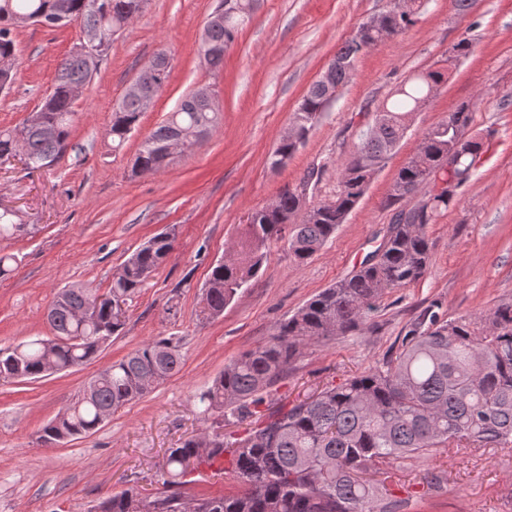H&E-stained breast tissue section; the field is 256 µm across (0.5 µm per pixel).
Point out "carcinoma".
<instances>
[{"mask_svg":"<svg viewBox=\"0 0 512 512\" xmlns=\"http://www.w3.org/2000/svg\"><path fill=\"white\" fill-rule=\"evenodd\" d=\"M146 0H0V91L16 76L15 31L20 17L42 20L61 12L82 29L102 30L106 43L96 58L73 50L59 62L52 90L21 125L0 130V158L19 145L28 165L37 168L62 157L74 123L73 90L89 85L108 55L112 36L142 11ZM219 0L208 17L209 44L200 55L214 70L224 66V49L244 24L224 12ZM389 0L388 36L414 23L415 9L397 12ZM375 41L359 25L328 64V78L315 81L294 113L291 129L270 154L269 165L289 159L317 125L327 101L346 83L353 63ZM170 67L145 64L137 81L158 94ZM443 80L439 71L409 80L399 99L375 113L341 164L333 198L314 201L285 189L269 204L253 210L228 260L216 263L202 286L198 317L224 313L238 291L256 278L269 245L284 241L294 261L304 265L346 222L365 194L370 179L394 153L409 120ZM143 106L124 93L112 111L108 134L122 145L137 126ZM472 104L463 102L422 132L416 151L399 169L389 203L418 193L424 199L396 211L380 244L348 276L309 299L281 322L268 342L239 354L197 396L204 420L217 427L248 423L241 433L203 430L167 451L163 490L148 503L128 489L91 506L88 512H178L181 488L190 474V457L213 466L222 458L224 474L239 489L191 499L194 512H393L383 476L396 462L431 458L439 448L512 449V301L468 318L446 319L432 303L406 324L400 344L381 360L339 385L326 384L311 395L282 403L271 388L304 348L333 336L356 333L369 322L384 296L419 281L428 270L431 242L426 226L453 200L436 192L438 178L468 182L482 144L466 135ZM219 113L185 96L147 137L134 170L159 173L169 166L162 147L191 127L212 129ZM23 231L12 213L0 212V238ZM176 237L164 230L140 246L113 273L108 291L92 311L91 288L61 290L47 319L49 338H36L0 349V380L38 379L53 363L67 371L92 360L126 325L127 305L174 251ZM182 357L173 337L144 343L101 371L78 399L40 430L43 444L60 443L94 433L110 415L151 392L180 371Z\"/></svg>","mask_w":512,"mask_h":512,"instance_id":"cac0c4a2","label":"carcinoma"}]
</instances>
